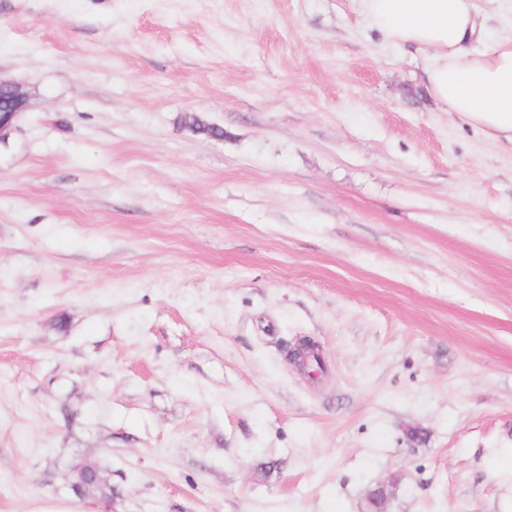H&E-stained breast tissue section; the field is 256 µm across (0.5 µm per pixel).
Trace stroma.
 Wrapping results in <instances>:
<instances>
[{
    "instance_id": "1",
    "label": "stroma",
    "mask_w": 512,
    "mask_h": 512,
    "mask_svg": "<svg viewBox=\"0 0 512 512\" xmlns=\"http://www.w3.org/2000/svg\"><path fill=\"white\" fill-rule=\"evenodd\" d=\"M424 66L358 0H0V512H512V148ZM0 95L8 99L0 104V145L8 142L27 106V94L15 82L0 78Z\"/></svg>"
}]
</instances>
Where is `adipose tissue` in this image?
Segmentation results:
<instances>
[{
  "label": "adipose tissue",
  "mask_w": 512,
  "mask_h": 512,
  "mask_svg": "<svg viewBox=\"0 0 512 512\" xmlns=\"http://www.w3.org/2000/svg\"><path fill=\"white\" fill-rule=\"evenodd\" d=\"M360 8L393 44L424 53L441 111L512 143V36H489L474 0H360Z\"/></svg>",
  "instance_id": "1"
}]
</instances>
